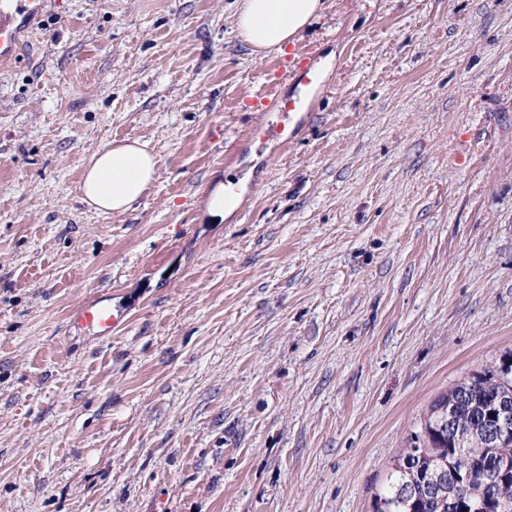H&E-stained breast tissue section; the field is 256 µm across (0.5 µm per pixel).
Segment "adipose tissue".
<instances>
[{"label":"adipose tissue","mask_w":512,"mask_h":512,"mask_svg":"<svg viewBox=\"0 0 512 512\" xmlns=\"http://www.w3.org/2000/svg\"><path fill=\"white\" fill-rule=\"evenodd\" d=\"M323 0H242L235 16L239 38L255 53L285 51L317 19ZM157 160L140 141L96 151L79 185L83 202L100 213L127 211L153 183Z\"/></svg>","instance_id":"1"}]
</instances>
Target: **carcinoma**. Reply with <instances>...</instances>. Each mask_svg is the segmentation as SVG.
<instances>
[{"label": "carcinoma", "instance_id": "1", "mask_svg": "<svg viewBox=\"0 0 512 512\" xmlns=\"http://www.w3.org/2000/svg\"><path fill=\"white\" fill-rule=\"evenodd\" d=\"M505 397L512 400V371L499 366L474 372L436 397L409 447L395 456L393 471L376 494L375 512H448L450 495L467 512H484L489 503L496 512H512V436L489 447L481 431L482 420L492 417L496 401ZM448 407L462 434L457 443L434 425V412ZM482 454L498 459L507 473L489 483H456L452 473L475 466ZM408 457L415 460L410 469L404 465Z\"/></svg>", "mask_w": 512, "mask_h": 512}]
</instances>
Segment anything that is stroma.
<instances>
[{"mask_svg":"<svg viewBox=\"0 0 512 512\" xmlns=\"http://www.w3.org/2000/svg\"><path fill=\"white\" fill-rule=\"evenodd\" d=\"M240 4L46 0L0 71V512H373L512 355V0H325L275 142ZM124 140L157 177L95 212ZM157 160L140 141L108 145L96 151L79 185L83 202L100 213L127 211L153 183ZM241 189L238 184H218L209 194L208 213L214 218L224 219L231 215L240 202ZM80 321L98 327L103 333H111L115 326L112 312L103 308L96 302L87 304L80 311Z\"/></svg>","mask_w":512,"mask_h":512,"instance_id":"obj_1","label":"stroma"}]
</instances>
